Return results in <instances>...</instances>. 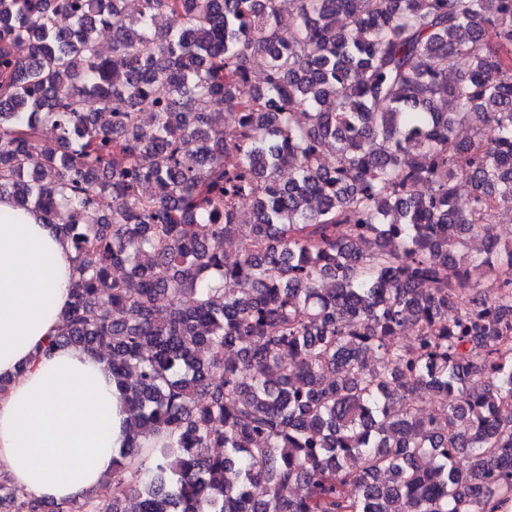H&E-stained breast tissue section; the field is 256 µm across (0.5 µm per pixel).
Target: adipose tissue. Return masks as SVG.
<instances>
[{"label":"adipose tissue","instance_id":"obj_1","mask_svg":"<svg viewBox=\"0 0 512 512\" xmlns=\"http://www.w3.org/2000/svg\"><path fill=\"white\" fill-rule=\"evenodd\" d=\"M74 257L52 225L0 198V469L55 503L98 490L125 444L105 362L76 346L41 352L69 303Z\"/></svg>","mask_w":512,"mask_h":512}]
</instances>
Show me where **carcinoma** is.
<instances>
[{
  "label": "carcinoma",
  "mask_w": 512,
  "mask_h": 512,
  "mask_svg": "<svg viewBox=\"0 0 512 512\" xmlns=\"http://www.w3.org/2000/svg\"><path fill=\"white\" fill-rule=\"evenodd\" d=\"M124 3L0 0V196L75 251L45 351L128 418L111 505L0 509L508 512L512 0Z\"/></svg>",
  "instance_id": "carcinoma-1"
}]
</instances>
